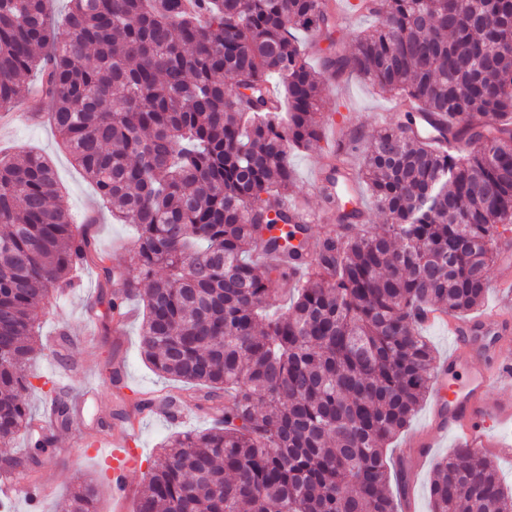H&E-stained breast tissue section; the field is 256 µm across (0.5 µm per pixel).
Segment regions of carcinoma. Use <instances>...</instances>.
Instances as JSON below:
<instances>
[{"mask_svg": "<svg viewBox=\"0 0 512 512\" xmlns=\"http://www.w3.org/2000/svg\"><path fill=\"white\" fill-rule=\"evenodd\" d=\"M0 0V111L31 85L61 145L137 236L108 263L71 213L49 160L0 151V447L24 433L25 467L77 419L55 380L34 424L24 373L39 320L92 262L104 326L141 302V352L167 409L219 415L162 446L136 512H397L387 449L433 390L420 334L428 307H479L512 232V0H372L376 25L346 49L322 0ZM329 42L321 69L295 33ZM358 74L400 102L399 120L329 150L323 195L336 224L310 232L288 200V155L319 147L323 80ZM361 178L385 218L372 232L341 176ZM282 224L286 231L274 235ZM122 287L110 289L112 282ZM130 421L156 405L110 375ZM432 512H512L492 460L437 461ZM96 491L71 512H96Z\"/></svg>", "mask_w": 512, "mask_h": 512, "instance_id": "obj_1", "label": "carcinoma"}]
</instances>
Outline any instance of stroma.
<instances>
[{"instance_id":"stroma-1","label":"stroma","mask_w":512,"mask_h":512,"mask_svg":"<svg viewBox=\"0 0 512 512\" xmlns=\"http://www.w3.org/2000/svg\"><path fill=\"white\" fill-rule=\"evenodd\" d=\"M26 112L35 114L36 122L15 123L7 135L8 147L18 155L29 151L45 154L51 160L63 190L61 205L73 215L78 227L92 239L96 248L108 252L113 264H125L132 248L135 231L131 225L116 223L111 212L97 198L92 185L60 148L46 115L47 104L36 96L23 97ZM392 101L357 75L344 77L329 85L321 111L340 123L345 132L370 135L375 129L393 122ZM295 173L294 195L307 199L312 210H319L322 200L315 182L323 158L316 152H295L289 157ZM98 269L79 273L74 292L58 297L41 323L43 337L53 336L59 327H67L74 338L68 352L72 368L67 375L71 395L80 410L75 427L58 434L45 456L46 467L55 472V483L39 509H32L25 499L12 502V512H61L69 496L85 482L96 488L98 512H113L112 486L106 477L110 459L103 448L86 446L82 433L92 418L108 415L115 407L110 389L111 365L123 363L126 383L139 390L172 387V380L156 375L140 353L141 316L126 325L123 338L103 334L98 321L88 320L86 310L98 292ZM180 427L161 420H149L138 429L136 445L142 448L141 466L133 472L136 482H143L147 469L160 453L163 441L179 432ZM451 451L450 445L433 449L428 457L412 455L400 481L391 482L389 490L398 496L399 512H430L429 485L438 459Z\"/></svg>"}]
</instances>
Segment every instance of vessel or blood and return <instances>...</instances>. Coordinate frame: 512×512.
<instances>
[{
    "mask_svg": "<svg viewBox=\"0 0 512 512\" xmlns=\"http://www.w3.org/2000/svg\"><path fill=\"white\" fill-rule=\"evenodd\" d=\"M499 254L496 290L512 295V236L496 242ZM425 322L447 324L453 347L434 372L435 391L431 425L416 434V448H435L443 442L471 448L474 452L512 458V401L492 399L493 390L512 387V306L499 303L474 317L443 315L427 311ZM139 449L128 447L124 434L112 437V473L117 497L132 486L128 477L135 469ZM22 494L29 505H37L45 487L28 485L4 477L0 495Z\"/></svg>",
    "mask_w": 512,
    "mask_h": 512,
    "instance_id": "vessel-or-blood-1",
    "label": "vessel or blood"
}]
</instances>
